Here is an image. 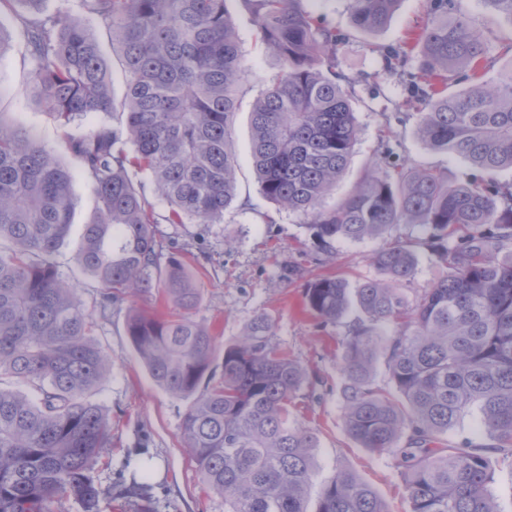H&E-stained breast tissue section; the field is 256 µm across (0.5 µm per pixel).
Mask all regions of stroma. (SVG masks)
I'll return each instance as SVG.
<instances>
[{
	"instance_id": "1",
	"label": "stroma",
	"mask_w": 512,
	"mask_h": 512,
	"mask_svg": "<svg viewBox=\"0 0 512 512\" xmlns=\"http://www.w3.org/2000/svg\"><path fill=\"white\" fill-rule=\"evenodd\" d=\"M456 3L486 39L491 63L484 79L495 81L502 69L512 65V55L502 50L503 45L512 42V23L492 13L483 0ZM307 7L320 13L336 30L348 34L349 40L339 48L337 57L341 68L357 80L354 107L359 142L346 174L326 198V205H333L359 181L387 142L411 165L444 170L452 184L464 181L468 165L423 145L415 134L417 115L403 84L383 70L381 47L405 40L426 24L427 0H400L388 26L370 35L352 32L348 0H308ZM226 8L243 42L249 80L254 87H261L281 70V62L256 44L253 22L240 0H226ZM0 25L10 36L7 49L0 53V112L7 120L27 127L72 172L74 218L58 261L62 273L77 274L74 256L83 226L94 211V198L68 148L67 137L86 131L95 120L90 117L64 126L37 105L30 92L22 32L7 11L0 13ZM232 143L241 165L238 195L249 199L250 209L230 208L224 213L223 223L205 231L196 224L159 226L161 234L173 241L176 253L192 254L195 281L201 290L193 317L209 327L220 343L230 344L257 314H266L273 323L275 342L321 380L320 386L306 391L299 402L302 421L319 439V479H326L337 468H351L373 487L390 512H409L395 462L361 448L340 418L343 378L338 369L339 341L345 326L320 327L303 304L304 288L315 276L331 274L352 285L380 278L373 256L387 246L389 238L342 243L334 256L321 255L307 224L268 203L259 192L250 158L249 105H242L235 117ZM392 237L411 241L419 257L413 277L403 285L407 297H414L432 285L440 265L424 245L419 227L401 225ZM291 266L298 267V275L288 274ZM134 308L156 313L166 310L155 295L133 294L113 306L109 319L101 321L95 331L112 362V373L102 392L95 396L111 418L112 446L103 453L94 477L105 486L116 482L126 459L136 456L151 465L156 512H224L223 497L203 491L196 464L183 445L186 401L171 397L153 384L126 334L127 316Z\"/></svg>"
}]
</instances>
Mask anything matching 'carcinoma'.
<instances>
[{
    "label": "carcinoma",
    "mask_w": 512,
    "mask_h": 512,
    "mask_svg": "<svg viewBox=\"0 0 512 512\" xmlns=\"http://www.w3.org/2000/svg\"><path fill=\"white\" fill-rule=\"evenodd\" d=\"M82 2L111 34L119 99L82 18L49 9V0H0L22 28L38 103L66 124L102 117L68 139L96 202L74 258L99 285L91 308L57 260L73 223L72 174L25 127L0 117V512H49L63 498L102 512L114 497L154 512L146 464L128 483L104 488L91 476L112 446V423L90 399L112 373L94 338L97 318L154 287L176 316L133 312L127 336L154 385L189 401L183 443L225 512H389L350 468L315 484L318 439L294 407L316 376L273 342L265 314L221 346L193 319L201 291L158 230L162 220L207 228L232 206L249 207L237 197L231 140L247 68L226 0ZM240 2L256 42L282 62L251 112L261 195L304 217L330 255L341 242L412 224L447 269L409 300L401 284L417 256L397 239L373 256L384 280L307 283L306 307L322 327L351 317L340 363L347 433L396 460L409 512H504L489 454L512 471V181L497 177L512 169V67L485 83L488 49L470 19L455 0H429L427 24L382 49L384 71L406 81L426 146L474 173L450 185L386 143L360 183L326 207L359 137L355 80L337 61L346 35L304 0ZM399 2L350 0L353 28L382 30ZM452 81L466 87L450 92ZM380 362L384 387L375 383ZM468 414L491 444L450 443Z\"/></svg>",
    "instance_id": "cac0c4a2"
}]
</instances>
